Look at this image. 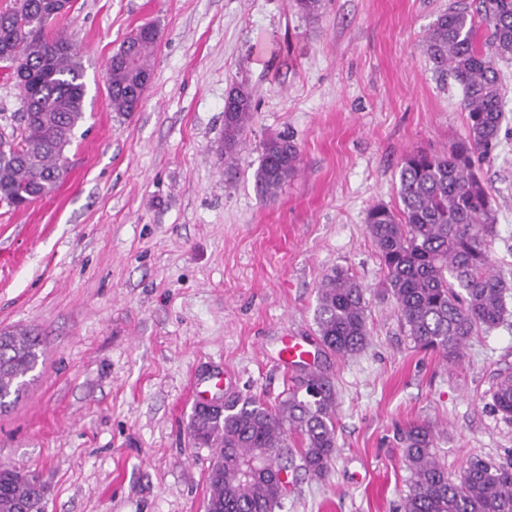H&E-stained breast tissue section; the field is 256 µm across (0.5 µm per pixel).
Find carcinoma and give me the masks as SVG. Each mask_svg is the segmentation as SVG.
Here are the masks:
<instances>
[{
    "mask_svg": "<svg viewBox=\"0 0 512 512\" xmlns=\"http://www.w3.org/2000/svg\"><path fill=\"white\" fill-rule=\"evenodd\" d=\"M54 0H13L0 11V63L13 71L23 111L7 139L0 138V201L27 204L49 195L68 170L65 149L84 116L85 84L76 41L55 33ZM484 29L485 41L477 39ZM159 30L137 29L108 64L112 111L129 113L143 102L149 62ZM424 52L437 80L462 89L465 133L442 151L412 150L399 170L398 210L371 206L365 224L385 272L386 293L415 345L457 362L477 331L498 327L512 288L497 272L491 244L495 216L480 165L493 159L504 116L495 60L512 61V0H457L437 17ZM253 116V92L240 85L224 100V162L233 159ZM299 148L284 136L262 147L255 181L273 198L298 171ZM365 286L333 269L318 293L316 323L322 344L348 356L370 339ZM42 352V339L27 329L0 331V411L24 392L26 376ZM275 405L234 398L224 413L193 410L194 444L215 449L204 512H275L281 505L276 477L300 468L324 478L334 462L336 396L330 377L316 370L292 379ZM493 409L512 420V376L492 396ZM300 438L299 454L289 440ZM409 472L404 512H512V461L474 458L456 480L436 453L433 430L420 424L401 431ZM40 474L0 467V512H45Z\"/></svg>",
    "mask_w": 512,
    "mask_h": 512,
    "instance_id": "carcinoma-1",
    "label": "carcinoma"
}]
</instances>
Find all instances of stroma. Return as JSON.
Instances as JSON below:
<instances>
[{
    "instance_id": "35a3bbf8",
    "label": "stroma",
    "mask_w": 512,
    "mask_h": 512,
    "mask_svg": "<svg viewBox=\"0 0 512 512\" xmlns=\"http://www.w3.org/2000/svg\"><path fill=\"white\" fill-rule=\"evenodd\" d=\"M454 0H71L85 112L57 189L0 204V330L31 327L44 354L0 413V464L38 469L46 512H203L212 449L188 425L198 394L278 403L288 336L317 341L318 289L334 268L367 288L370 341L317 365L336 390L337 455L298 473L279 512H403L398 440L429 424L457 478L475 457L512 458L492 407L512 375V316L468 341L458 364L417 348L383 295L365 224L398 209L400 161L465 132L461 91L440 85L421 44ZM146 23L161 38L138 112L109 104L107 63ZM506 118L480 174L492 198L495 265L512 269V62L499 63ZM254 115L226 170L224 99ZM292 139L297 173L260 198L264 142Z\"/></svg>"
}]
</instances>
